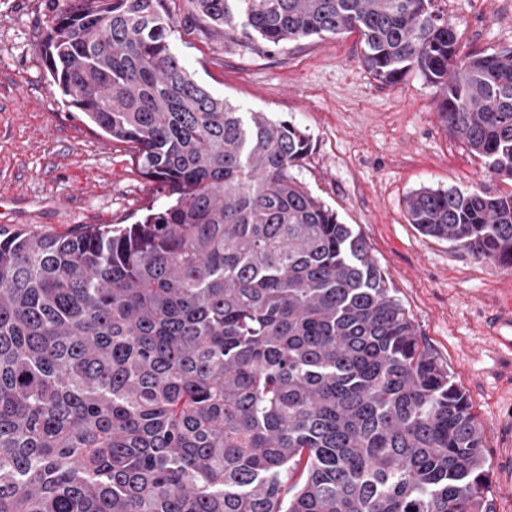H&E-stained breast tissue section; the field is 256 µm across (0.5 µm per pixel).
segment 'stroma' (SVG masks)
<instances>
[{
  "mask_svg": "<svg viewBox=\"0 0 512 512\" xmlns=\"http://www.w3.org/2000/svg\"><path fill=\"white\" fill-rule=\"evenodd\" d=\"M53 0H0V228L60 236L126 226L162 204L131 149L82 120L54 92L42 62ZM171 46L195 80L244 112L305 130L311 149L294 175L365 237L421 338L466 394L484 433L494 512H512V271L475 260L408 224L405 201L422 187L464 191L490 177L448 136L436 90L418 72L379 85L357 34L310 37L276 48L203 35L188 0H172ZM463 51L512 47V0H434Z\"/></svg>",
  "mask_w": 512,
  "mask_h": 512,
  "instance_id": "1",
  "label": "stroma"
}]
</instances>
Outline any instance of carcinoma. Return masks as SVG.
<instances>
[{"label":"carcinoma","mask_w":512,"mask_h":512,"mask_svg":"<svg viewBox=\"0 0 512 512\" xmlns=\"http://www.w3.org/2000/svg\"><path fill=\"white\" fill-rule=\"evenodd\" d=\"M46 70L166 202L64 236L0 230V512H491L484 434L362 234L292 170L310 136L173 52L166 0H65ZM268 46L358 32L512 180V48L433 0H189ZM408 223L512 270V194L423 187Z\"/></svg>","instance_id":"cac0c4a2"}]
</instances>
